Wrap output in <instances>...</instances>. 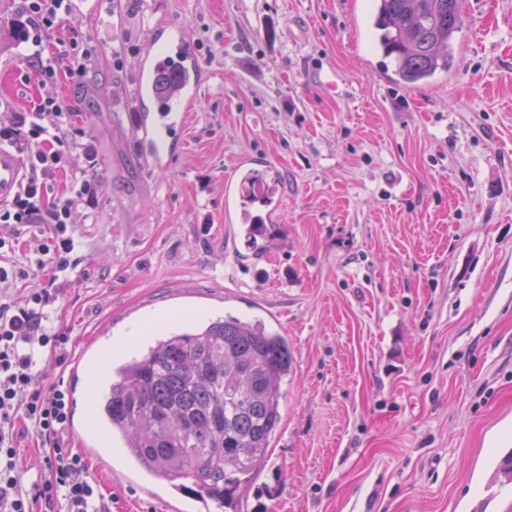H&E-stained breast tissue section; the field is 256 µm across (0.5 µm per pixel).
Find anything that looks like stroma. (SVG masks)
<instances>
[{"label":"stroma","instance_id":"obj_1","mask_svg":"<svg viewBox=\"0 0 512 512\" xmlns=\"http://www.w3.org/2000/svg\"><path fill=\"white\" fill-rule=\"evenodd\" d=\"M0 0V123L40 95L39 56ZM370 0H73L41 47L78 43L59 72L70 169L99 183L75 215L78 266L54 322L67 363L112 340L135 354L183 320L259 319L288 341L282 421L240 512H512V0H463L448 75L391 83ZM182 26L200 64L170 161L145 159L136 73ZM90 140L87 159L81 140ZM278 184L261 247L224 220L242 161ZM141 328L129 340L132 328ZM86 459L110 512H223L130 469Z\"/></svg>","mask_w":512,"mask_h":512}]
</instances>
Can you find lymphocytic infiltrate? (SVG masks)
<instances>
[{
    "label": "lymphocytic infiltrate",
    "instance_id": "f902f5d3",
    "mask_svg": "<svg viewBox=\"0 0 512 512\" xmlns=\"http://www.w3.org/2000/svg\"><path fill=\"white\" fill-rule=\"evenodd\" d=\"M68 9L69 0H23L32 47L41 46ZM36 75L41 92L33 110L17 113L9 126L0 128V145L21 155L27 169L19 188L0 205V224L29 234L28 267L50 263L66 273L76 263L73 215L94 198L98 183L82 177L68 191L52 194L50 182L68 162L57 142L69 109L56 91L57 59L40 62ZM35 139L45 142V149L32 150ZM41 224L51 225L50 236L40 237ZM58 294L57 288H43L21 303L0 294V512H109L96 483L82 476L83 458L61 443L70 418L67 390L40 382L45 355L60 363L66 359L67 338L52 320ZM23 426L34 431L45 452V470L29 484L23 483L19 467L17 442Z\"/></svg>",
    "mask_w": 512,
    "mask_h": 512
}]
</instances>
